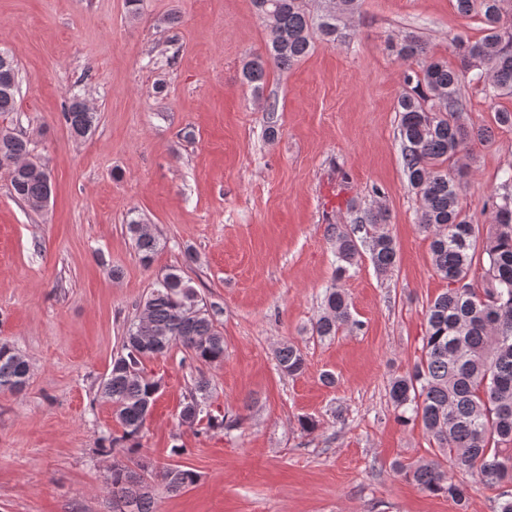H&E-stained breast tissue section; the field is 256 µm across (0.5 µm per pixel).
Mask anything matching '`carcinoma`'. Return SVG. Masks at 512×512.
I'll return each mask as SVG.
<instances>
[{
	"label": "carcinoma",
	"instance_id": "cac0c4a2",
	"mask_svg": "<svg viewBox=\"0 0 512 512\" xmlns=\"http://www.w3.org/2000/svg\"><path fill=\"white\" fill-rule=\"evenodd\" d=\"M268 29L265 54L248 59L243 80L255 92L263 89L267 69H288L306 56L313 30L336 40L338 17L331 13L314 23L302 0H252ZM459 13L481 15L486 33L476 41L454 40L463 68L477 69L475 79L490 97L512 94V0H456ZM398 58L409 60L424 53L414 37L396 46ZM462 73L448 64L430 60L420 72L405 76L409 87L398 106L403 166L421 201V227L431 236L433 265L448 282L427 312L424 356L404 375L392 379L389 399L400 422H422L438 445V452L458 468L476 473L481 482L501 489L496 512H512V170L504 172L505 192L491 198L492 224L485 237L459 203L461 173L453 172L466 143L459 112ZM19 71L13 59L0 54V114L17 111ZM60 121L71 136L84 138L96 127L97 114L74 95L64 104ZM0 172L7 175L15 197L33 212L43 211L51 198L50 174L32 159L29 140L0 130ZM385 211L355 215L350 231H334L335 277L340 280L358 266L363 250L379 272L397 262L391 236L382 231ZM128 230L141 262H152L158 238L143 222L132 218ZM483 265L482 289L468 282L474 263ZM217 312L175 270L157 279L143 303L139 318L130 323L122 351L112 360L100 392L112 404L120 427L101 450L119 444L128 456L138 457L136 468L112 465L108 489L112 498L129 500L133 512H154L155 489L179 492L197 480V473L179 464L158 466L141 457L143 428L161 389V381L143 371L142 363L181 345L201 364L224 361V336ZM350 321L349 302L337 284L325 289L323 308L312 324L320 341L335 338ZM279 369L295 377L304 372L305 358L292 343L275 352ZM30 367L10 344L0 343V391H18ZM206 378L195 379L179 412L180 423L193 428L207 421L226 431L239 426V417L218 418L207 410ZM398 472L419 488L448 495L458 506L468 501V487L453 481L437 459L398 467Z\"/></svg>",
	"mask_w": 512,
	"mask_h": 512
}]
</instances>
